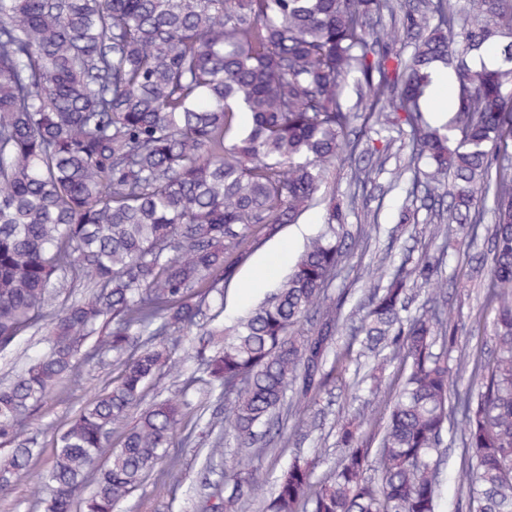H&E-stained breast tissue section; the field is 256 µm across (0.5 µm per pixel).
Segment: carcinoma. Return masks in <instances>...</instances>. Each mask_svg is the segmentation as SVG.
Returning <instances> with one entry per match:
<instances>
[{
	"label": "carcinoma",
	"instance_id": "obj_1",
	"mask_svg": "<svg viewBox=\"0 0 512 512\" xmlns=\"http://www.w3.org/2000/svg\"><path fill=\"white\" fill-rule=\"evenodd\" d=\"M0 0V352L31 331L47 349L0 386V492L36 454L20 439L29 411L102 357L115 375L53 432L40 512H114L160 463L186 401H155L112 435L168 364L179 336L215 320L219 283L249 247L294 224L339 161L363 153L360 118L381 131L407 128L410 164L425 161L427 198L452 179L434 235L444 250L473 235L478 200L494 202L482 305L494 313L487 357L459 341L437 292L403 318L439 261L365 268L373 285L356 328L336 348L344 298L328 286L367 250L374 224L342 231L331 208L290 272L259 304L206 329L192 350L202 380L224 394L225 422L209 473L225 493L210 512H247L263 483L261 442L289 404L294 432L321 388L362 357L377 359L370 392H392L367 434L340 424L343 451L318 483L316 458L294 456L265 512H441L440 448L460 434L465 488L453 512H512V0ZM413 45L390 50L384 17ZM497 46L498 64L467 57ZM456 63L453 126H435L423 102L439 64ZM361 87L362 112L342 89ZM247 114L250 124L241 126ZM497 169H492L493 162ZM87 281L89 297L57 310L59 290ZM316 324L307 336L295 328ZM401 369L392 386L386 368ZM469 372L462 387L453 373ZM231 436L240 456L217 470ZM106 464L96 466L101 456Z\"/></svg>",
	"mask_w": 512,
	"mask_h": 512
}]
</instances>
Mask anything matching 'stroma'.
I'll return each instance as SVG.
<instances>
[{"mask_svg": "<svg viewBox=\"0 0 512 512\" xmlns=\"http://www.w3.org/2000/svg\"><path fill=\"white\" fill-rule=\"evenodd\" d=\"M398 165L396 157L384 160L381 169L373 172L371 182L361 193L355 192L351 185L348 168L331 170L317 194L316 202L302 213L298 222L284 225L274 236L254 244L234 277L223 283V318H232L254 307L274 290L276 282L272 279L255 288L249 287L248 282L266 259L278 253L283 256L281 272H288L308 239L322 231L328 209L335 201L342 203L349 200L353 203L347 213V230L357 231L370 216L376 217L379 229L369 254L353 257L349 261L332 283L329 289L331 295L349 291V304H356L365 288L361 273L369 261L381 259L397 265L405 259L414 262L422 256L436 253L439 242L429 234V224L434 219L430 202L423 192H410L409 178H397ZM484 248L485 242L480 238L463 243L459 252L447 255L439 272V280L453 316L467 322L480 319L482 331L478 344L488 349L493 345V314L483 309L479 296L480 285L486 275L480 265ZM113 369V361L108 358L83 370L79 381L63 380L55 392L30 414L22 437L40 448L41 453L30 471L16 481L10 493L0 496V512H36V500L42 492L41 475L53 463L50 428H64L112 378ZM190 372L191 367L184 362L182 355H174L161 379L148 388L147 399H154L159 394L170 396L185 388L193 403L200 406L205 415L223 413L224 401L217 394L209 393L202 384H187ZM355 379V374H347L345 381L336 382L331 389L322 391L310 404L308 413L315 416L318 424L311 437L292 436L286 448L270 451L263 456L259 465L266 481H273L288 466L295 452L308 454L315 448L321 449L322 458L314 477L322 479L340 454L336 445L337 418H350L357 414L366 421L380 418L387 394L382 393L375 398L367 395L352 400L348 384ZM194 421V415H187L179 435L172 441L171 453L177 459L175 467L148 478L129 499L117 505L115 512H206L211 502L210 490L201 482L200 460L195 448L184 439Z\"/></svg>", "mask_w": 512, "mask_h": 512, "instance_id": "35a3bbf8", "label": "stroma"}]
</instances>
